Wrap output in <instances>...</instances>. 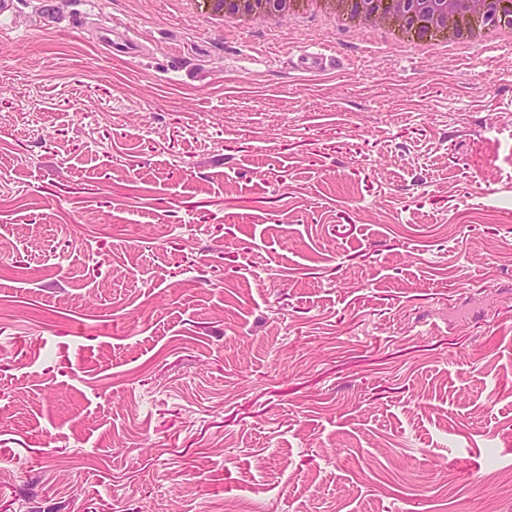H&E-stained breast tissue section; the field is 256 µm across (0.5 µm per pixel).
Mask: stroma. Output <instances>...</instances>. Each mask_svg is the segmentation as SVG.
<instances>
[{"label": "stroma", "instance_id": "1", "mask_svg": "<svg viewBox=\"0 0 512 512\" xmlns=\"http://www.w3.org/2000/svg\"><path fill=\"white\" fill-rule=\"evenodd\" d=\"M511 476L512 43L16 0L0 512H512Z\"/></svg>", "mask_w": 512, "mask_h": 512}]
</instances>
